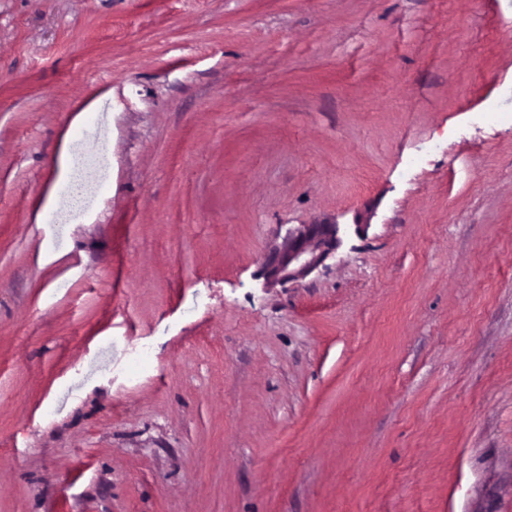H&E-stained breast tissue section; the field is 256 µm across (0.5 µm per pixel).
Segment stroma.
<instances>
[{
  "label": "stroma",
  "instance_id": "stroma-1",
  "mask_svg": "<svg viewBox=\"0 0 512 512\" xmlns=\"http://www.w3.org/2000/svg\"><path fill=\"white\" fill-rule=\"evenodd\" d=\"M506 83L512 0H0V512H512ZM88 119L87 113L78 115L71 125L60 158V175L39 217L42 224L64 228L84 223L112 181V148L105 145L87 152L79 146L78 139ZM341 224H299L288 227L285 244L269 251L259 275L268 287L306 278L341 247Z\"/></svg>",
  "mask_w": 512,
  "mask_h": 512
}]
</instances>
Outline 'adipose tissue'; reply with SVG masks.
I'll return each mask as SVG.
<instances>
[{
    "label": "adipose tissue",
    "instance_id": "ef3b65f1",
    "mask_svg": "<svg viewBox=\"0 0 512 512\" xmlns=\"http://www.w3.org/2000/svg\"><path fill=\"white\" fill-rule=\"evenodd\" d=\"M88 118L76 116L60 158V175L40 215L44 224L60 228L84 223L112 181V149L83 150L78 142Z\"/></svg>",
    "mask_w": 512,
    "mask_h": 512
}]
</instances>
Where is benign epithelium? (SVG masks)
<instances>
[{"label": "benign epithelium", "mask_w": 512, "mask_h": 512, "mask_svg": "<svg viewBox=\"0 0 512 512\" xmlns=\"http://www.w3.org/2000/svg\"><path fill=\"white\" fill-rule=\"evenodd\" d=\"M346 229L337 223L300 224L285 233V244L269 251L260 276L269 287L306 278L341 247Z\"/></svg>", "instance_id": "obj_1"}]
</instances>
